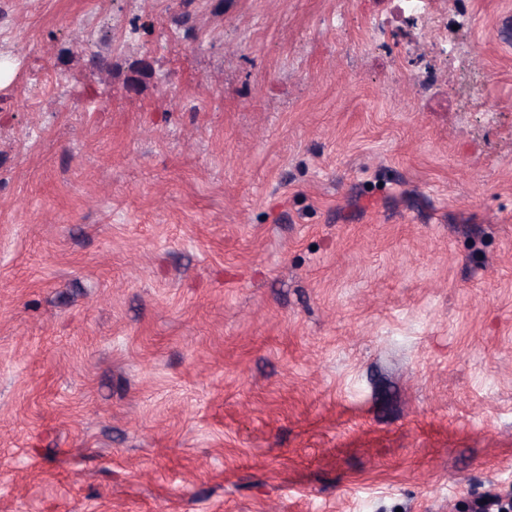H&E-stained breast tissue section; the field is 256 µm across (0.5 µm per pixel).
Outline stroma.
I'll return each instance as SVG.
<instances>
[{
  "instance_id": "1",
  "label": "stroma",
  "mask_w": 512,
  "mask_h": 512,
  "mask_svg": "<svg viewBox=\"0 0 512 512\" xmlns=\"http://www.w3.org/2000/svg\"><path fill=\"white\" fill-rule=\"evenodd\" d=\"M439 9L0 0V512L512 493V0Z\"/></svg>"
}]
</instances>
